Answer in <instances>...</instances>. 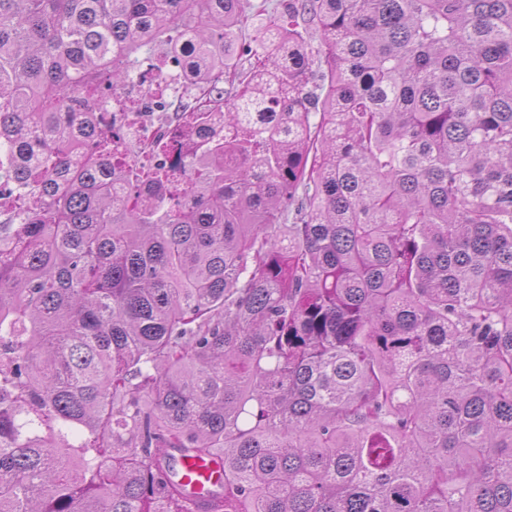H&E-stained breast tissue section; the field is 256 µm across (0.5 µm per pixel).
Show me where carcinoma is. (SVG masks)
Segmentation results:
<instances>
[{"label":"carcinoma","instance_id":"cac0c4a2","mask_svg":"<svg viewBox=\"0 0 512 512\" xmlns=\"http://www.w3.org/2000/svg\"><path fill=\"white\" fill-rule=\"evenodd\" d=\"M257 10L0 0V512H512V0ZM158 41L209 103L140 200L83 108ZM174 470L182 483L195 492L218 490L224 484V464L217 456L204 460L180 454L175 459Z\"/></svg>","mask_w":512,"mask_h":512}]
</instances>
